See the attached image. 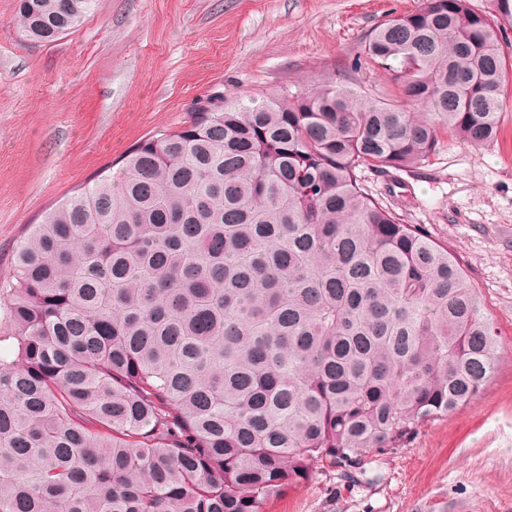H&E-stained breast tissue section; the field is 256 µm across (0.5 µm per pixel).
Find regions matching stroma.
Here are the masks:
<instances>
[{
    "instance_id": "stroma-1",
    "label": "stroma",
    "mask_w": 512,
    "mask_h": 512,
    "mask_svg": "<svg viewBox=\"0 0 512 512\" xmlns=\"http://www.w3.org/2000/svg\"><path fill=\"white\" fill-rule=\"evenodd\" d=\"M421 0H97L62 39L27 40L0 0V275L29 224L142 139L179 128L198 98L258 97L328 75L378 97L386 76L352 70L389 13ZM403 223L455 253L499 332L479 396L425 422L352 481L314 464L265 512H512V112L490 147L444 140L425 165L361 173Z\"/></svg>"
}]
</instances>
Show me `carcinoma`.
I'll return each mask as SVG.
<instances>
[{
	"mask_svg": "<svg viewBox=\"0 0 512 512\" xmlns=\"http://www.w3.org/2000/svg\"><path fill=\"white\" fill-rule=\"evenodd\" d=\"M96 0H17L54 43ZM512 0H422L316 90L208 95L61 199L0 278V512H264L315 462L472 402L498 366L457 258L364 187L494 143Z\"/></svg>",
	"mask_w": 512,
	"mask_h": 512,
	"instance_id": "carcinoma-1",
	"label": "carcinoma"
}]
</instances>
